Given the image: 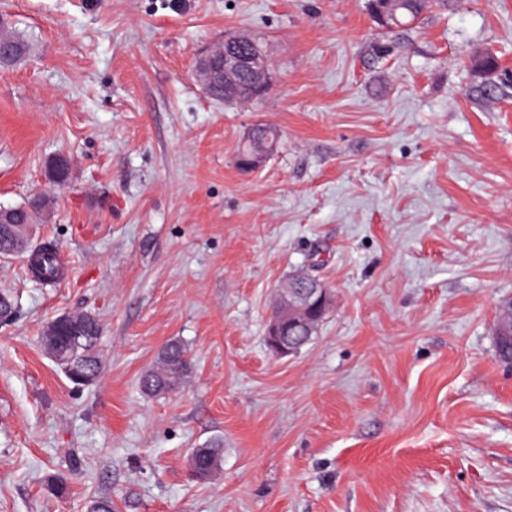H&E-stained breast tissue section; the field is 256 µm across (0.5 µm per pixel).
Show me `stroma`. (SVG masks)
I'll return each mask as SVG.
<instances>
[{
  "instance_id": "1",
  "label": "stroma",
  "mask_w": 512,
  "mask_h": 512,
  "mask_svg": "<svg viewBox=\"0 0 512 512\" xmlns=\"http://www.w3.org/2000/svg\"><path fill=\"white\" fill-rule=\"evenodd\" d=\"M0 19L32 45L0 66V205L50 196L33 234L66 269L42 285L0 264V512H512L492 335L512 296V0H429L393 31L367 0H0ZM233 33L271 49L264 99L193 77ZM259 123L282 142L245 173ZM305 270L334 304L279 357L274 301ZM64 313L102 325L92 385L44 351ZM174 339L192 377L143 396ZM216 439L220 472L192 478ZM264 124H258L255 127L256 132L253 139H248L245 143L242 144L238 149L237 153V163L238 166L244 170V168L240 165L241 161L247 159L255 147L258 145L259 141H265L267 136L270 137V144L272 145V151L276 148L279 140L278 131L275 128L269 126H263ZM219 440L211 441L201 448L192 449L188 457V468L197 480H207L217 471L224 453Z\"/></svg>"
}]
</instances>
